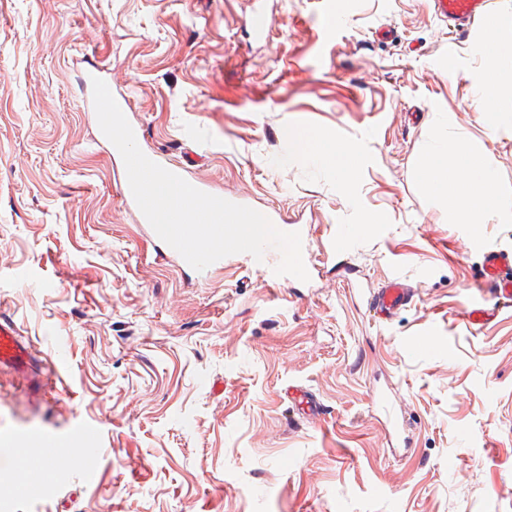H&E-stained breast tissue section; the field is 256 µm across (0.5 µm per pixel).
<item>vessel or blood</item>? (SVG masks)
<instances>
[{
    "instance_id": "b4317fda",
    "label": "vessel or blood",
    "mask_w": 512,
    "mask_h": 512,
    "mask_svg": "<svg viewBox=\"0 0 512 512\" xmlns=\"http://www.w3.org/2000/svg\"><path fill=\"white\" fill-rule=\"evenodd\" d=\"M437 14L459 26H470L486 18L487 0H434ZM482 284L493 288L502 302H512V255L489 253L479 273ZM416 294L401 279H388L371 299L369 308L376 320L392 318L411 306ZM8 367L25 382L32 398L51 394L55 387V368L41 365L37 347L21 336L16 324L0 315V368Z\"/></svg>"
}]
</instances>
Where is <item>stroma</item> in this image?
Segmentation results:
<instances>
[{
	"label": "stroma",
	"instance_id": "obj_1",
	"mask_svg": "<svg viewBox=\"0 0 512 512\" xmlns=\"http://www.w3.org/2000/svg\"><path fill=\"white\" fill-rule=\"evenodd\" d=\"M483 37L431 0H0V311L58 368L38 406L0 370V436L61 439L36 494L0 446V512H512V305L462 316L512 223H453L418 176L444 124L512 199V131L476 110ZM88 61L140 149L306 225L320 274L272 287L171 256L121 194ZM287 129L354 146L355 181ZM395 276L416 304L375 321Z\"/></svg>",
	"mask_w": 512,
	"mask_h": 512
}]
</instances>
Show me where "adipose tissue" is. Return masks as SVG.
I'll use <instances>...</instances> for the list:
<instances>
[{
	"mask_svg": "<svg viewBox=\"0 0 512 512\" xmlns=\"http://www.w3.org/2000/svg\"><path fill=\"white\" fill-rule=\"evenodd\" d=\"M498 20H491L488 41L477 51L485 60L479 80V100L489 134L512 129V72L499 70L501 57L512 58V41L498 39ZM303 158L333 167L344 181H351L357 171L356 152L335 141L316 137L301 148ZM420 175L430 190L448 204L456 223H475L477 216L490 214L500 223H512V201L494 194L491 189L493 173L471 146L462 140L449 143L447 130L426 149Z\"/></svg>",
	"mask_w": 512,
	"mask_h": 512,
	"instance_id": "obj_1",
	"label": "adipose tissue"
}]
</instances>
